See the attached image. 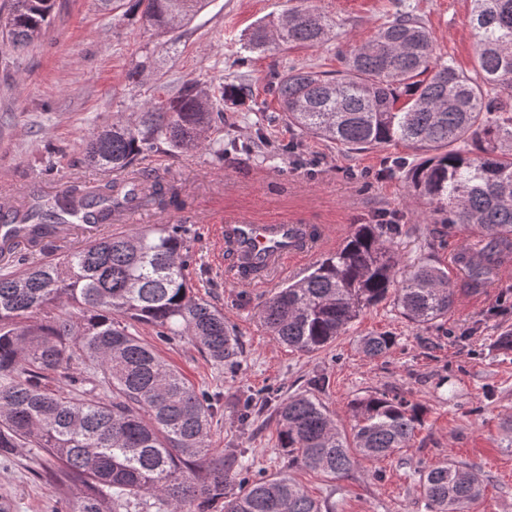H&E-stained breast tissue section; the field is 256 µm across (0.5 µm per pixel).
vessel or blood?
Here are the masks:
<instances>
[{"mask_svg":"<svg viewBox=\"0 0 512 512\" xmlns=\"http://www.w3.org/2000/svg\"><path fill=\"white\" fill-rule=\"evenodd\" d=\"M311 243L297 224H254L239 221L225 225L216 261L230 260L232 268L249 264L276 274L283 262L310 250Z\"/></svg>","mask_w":512,"mask_h":512,"instance_id":"b4317fda","label":"vessel or blood"}]
</instances>
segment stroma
I'll return each mask as SVG.
<instances>
[{"instance_id": "stroma-1", "label": "stroma", "mask_w": 512, "mask_h": 512, "mask_svg": "<svg viewBox=\"0 0 512 512\" xmlns=\"http://www.w3.org/2000/svg\"><path fill=\"white\" fill-rule=\"evenodd\" d=\"M42 37L24 51L0 42V192L25 211L33 194L54 196L77 184L92 190L108 181L84 157L80 143L116 113L140 111L144 101L164 97L186 81L207 87L243 86L240 105L224 108L225 141L252 144L250 153L225 151L216 158L198 150L139 159L135 172L145 186L175 185L183 207L146 202L133 216L116 215L99 234L130 232L154 224H182L194 239L196 261L189 278L199 296L224 312L239 342L238 367L217 368L184 339L159 341L152 328L140 337L197 387L217 394L211 427L216 450L242 449L253 470L289 474L322 504L323 512H426L420 472L444 458L473 467L484 479L483 497L469 512H512V351L497 338L512 330V265L499 268L484 286L471 288L454 263L458 246L472 233H449L424 217L402 173L398 156H412L403 143L350 153L303 134L283 121L270 91L274 73L291 65L340 69L338 52L363 44L399 9L409 7L426 22L437 52L456 66L475 69V36L469 0H312L336 22L320 47L291 46L251 52L247 36L261 20L295 6L296 0H209L174 36L160 35L127 6L107 10L100 0H56ZM152 65L140 82L130 72L144 53ZM396 216L409 227L395 243L403 265L447 268L456 299L446 318L428 327L409 323L387 299L355 320L325 350L304 355L280 343L259 318L261 303L282 285L301 279L323 256L336 251L356 225L377 215ZM288 222L313 230L312 252L288 261L282 276L238 286L210 260L220 228L234 220ZM90 232L75 224L64 237L41 247L20 245L15 257L45 262L81 246ZM396 344L384 357L367 358L361 337L379 333ZM325 378L323 390L312 382ZM398 392L425 409L424 423L408 448L382 461L359 460L351 473L332 478L289 467L278 445L274 407L295 394L316 395L338 425L350 427L354 402L377 392ZM251 402L250 419L243 404ZM51 463L36 448H19L0 462V501L10 512H66L86 488L50 481Z\"/></svg>"}]
</instances>
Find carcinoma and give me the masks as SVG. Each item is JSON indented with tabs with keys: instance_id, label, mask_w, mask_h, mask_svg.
Segmentation results:
<instances>
[{
	"instance_id": "carcinoma-1",
	"label": "carcinoma",
	"mask_w": 512,
	"mask_h": 512,
	"mask_svg": "<svg viewBox=\"0 0 512 512\" xmlns=\"http://www.w3.org/2000/svg\"><path fill=\"white\" fill-rule=\"evenodd\" d=\"M206 5L131 0L130 9L168 33ZM54 7L55 0H9L11 47L22 51L38 40ZM471 25L478 63L472 75L441 60L428 28L406 9L372 42L341 53L336 73L291 66L273 94L288 123L305 134L352 151L396 142L414 148L405 179L427 200L431 219L478 235L479 252L465 267L478 287L512 258V0H471ZM334 27L302 3L276 24L253 27L248 41L259 52L314 47L330 41ZM242 98L234 85L206 90L188 81L133 118L114 116L82 144L84 156L123 171L151 153L203 149L208 132L224 124V102ZM142 198L134 173L93 191L71 186L53 199L32 198L13 234L35 242L74 219L110 224ZM153 198L163 207L180 205L171 186L154 184ZM402 231L392 222L356 225L335 252L264 302L265 326L310 354L391 293L417 326L443 318L455 297L448 271L428 263L401 269L394 244ZM193 257L182 225L158 224L0 272V456L44 450L61 482L90 488L72 512H210L219 501L223 512H322L288 475L252 474L239 449L211 448L216 398L140 338L137 326L145 325L162 341L187 339L217 366L238 362L224 311L190 283ZM66 305L76 314L62 316ZM394 345L393 336L380 333L363 338L361 348L377 358ZM54 376L66 386L50 388ZM275 421L288 466L336 478L361 457L379 461L407 447L421 407L376 393L355 403L347 433L320 400L293 395L278 404ZM420 488L427 512H464L481 496L483 479L446 458L424 470Z\"/></svg>"
}]
</instances>
